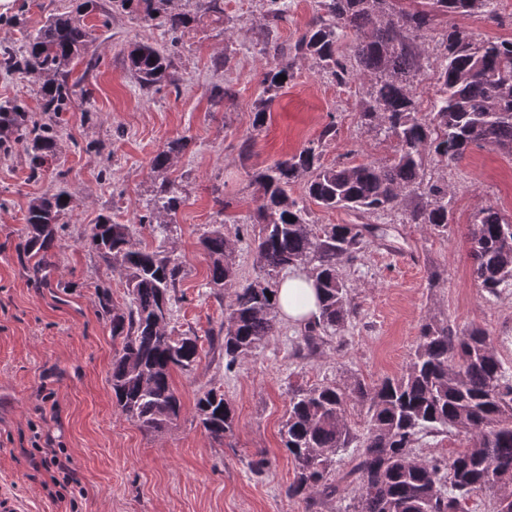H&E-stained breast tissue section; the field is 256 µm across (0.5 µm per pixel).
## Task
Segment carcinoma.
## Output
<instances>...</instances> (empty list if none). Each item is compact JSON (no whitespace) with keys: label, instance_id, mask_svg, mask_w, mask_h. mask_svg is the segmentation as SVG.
Returning a JSON list of instances; mask_svg holds the SVG:
<instances>
[{"label":"carcinoma","instance_id":"1","mask_svg":"<svg viewBox=\"0 0 512 512\" xmlns=\"http://www.w3.org/2000/svg\"><path fill=\"white\" fill-rule=\"evenodd\" d=\"M133 18L154 26L176 46L201 17L224 16V0H198L196 8H178L175 0H118ZM273 25L288 20L281 0H265ZM500 0H418L412 7L399 0H318L317 15L295 41L283 44L271 36L263 51L274 65L264 73L263 91L253 106V126H263L269 104L293 64L309 58L338 85L370 76L362 88L358 112L362 125L395 140L394 156L385 161L321 163L324 144L336 137L328 122L319 137L273 165L251 175L257 207L252 220L258 275L240 281L236 243L214 224L201 237L209 258L206 287L230 296L216 342L226 367L254 353L278 330L277 288L290 270L315 278L320 296L318 319L304 326L303 338L344 327L352 313L348 286L339 273L344 261L361 252L368 235L379 228L363 224L370 215L405 207L407 223L448 233V183L424 181L429 162L462 158L474 143H485L512 155V41H477L453 27L443 35L435 58L436 91L429 113L422 114L414 82L429 63L424 36L439 14L497 17ZM96 0L57 12L17 48L0 51V71L29 80L41 110L29 112L22 102L0 103V139L21 147L36 178L53 159L65 135L63 113L85 94L84 78L70 80L75 60L92 43L84 22ZM128 67L142 90L174 83L172 54L148 44L135 45ZM286 76L282 81L279 76ZM187 146L176 138L149 161L159 186L137 216L139 227L158 239L142 244L131 224H115L99 215L86 240L106 265L119 271L128 288L129 305L112 306V285L96 284L103 319L121 347L112 356V396L123 415L146 433H159L178 419L182 405L171 384L174 370L187 371L199 359L198 338L177 336L170 327L183 262L166 247L172 216L184 202L181 185L168 177L173 159ZM302 185L301 194L294 192ZM68 200H63V197ZM343 208L356 223L317 225L310 204ZM76 208L69 173L56 172L55 190L29 201L27 232L19 251L33 261L34 276L45 279L58 265L65 232L64 218ZM473 277L492 296L512 288V218L492 206L478 209L470 224ZM367 403L362 433L352 432L347 409L351 401ZM195 415L204 431L222 441L231 434L235 413L224 394L209 389L198 395ZM456 431L467 446L449 460L412 461L423 431ZM295 480L291 497H331L340 493L331 478L336 456L350 445L359 448L347 473L354 484V512H467V501L486 489L512 488V370L506 368L485 330H459L449 324H425L404 370L368 389L361 383H335L291 392L281 429Z\"/></svg>","mask_w":512,"mask_h":512}]
</instances>
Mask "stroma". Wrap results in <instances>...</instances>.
<instances>
[{
  "mask_svg": "<svg viewBox=\"0 0 512 512\" xmlns=\"http://www.w3.org/2000/svg\"><path fill=\"white\" fill-rule=\"evenodd\" d=\"M61 0H11L0 9V47L16 46L38 29ZM86 22L99 61L86 74L90 101L66 112L69 136L44 175L30 179L27 158L13 147L0 160V481L32 512H350L351 486L344 477L355 449L332 470L341 493L333 499L288 497L295 478L280 431L294 387L323 383L374 387L398 376L410 360L422 326L430 321L459 329L486 330L505 365L512 368V290L492 297L474 282L468 237L472 215L490 205L512 216V156L484 144L462 159L429 165V177L444 179L451 193L448 232L439 235L406 221L404 211L374 215L382 228L367 238L355 260L341 263L353 312L340 331L321 336L308 350L302 325L281 318L274 336L233 370L208 342L229 303L204 283L209 259L200 245L214 224L238 236L236 266L245 280L258 274L245 228L256 206L253 172L286 158L318 138L335 122L321 162L382 161L393 143L362 127L357 84L337 85L311 60H296L293 77L271 104L262 127H254L253 103L271 59L261 50L267 34L263 0H224V18H203L173 58L177 88L146 93L127 67L133 43L168 46L160 29L111 9L108 0ZM475 38L512 39V0H501L497 19L436 16L426 41L436 47L448 27ZM229 86L233 101L214 103L212 84ZM188 145L171 176L185 201L173 218L168 250L184 263L171 325L198 336L200 359L191 371H175L182 402L177 421L159 435L143 432L112 402L110 373L117 346L109 323L98 313L95 285L112 283V302L126 307L125 279L111 271L83 237L98 215L119 224L136 221L139 206L158 182L150 158L170 140ZM250 149H243L244 141ZM112 153L113 174H100L98 148ZM66 170L77 207L56 270L44 281L18 249L29 201ZM223 392L235 410L236 426L223 441L198 424L195 401L208 389ZM59 457L79 481L75 501H56L35 468L40 448ZM263 461L254 469L253 461Z\"/></svg>",
  "mask_w": 512,
  "mask_h": 512,
  "instance_id": "obj_1",
  "label": "stroma"
}]
</instances>
